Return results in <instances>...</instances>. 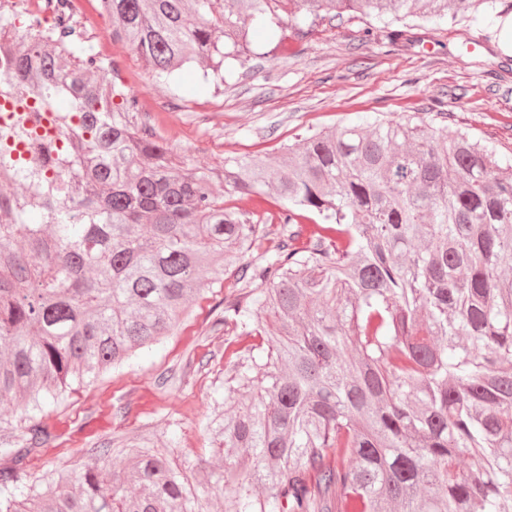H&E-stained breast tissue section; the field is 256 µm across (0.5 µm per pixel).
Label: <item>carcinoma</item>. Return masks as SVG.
<instances>
[{"label": "carcinoma", "mask_w": 512, "mask_h": 512, "mask_svg": "<svg viewBox=\"0 0 512 512\" xmlns=\"http://www.w3.org/2000/svg\"><path fill=\"white\" fill-rule=\"evenodd\" d=\"M155 77L230 82L327 16L435 25L512 0H97ZM33 35L0 16L14 64L0 91L35 101L0 128V403L118 364L169 335L230 269L224 391L205 431L224 454L227 512H512V177L493 147L376 118L315 130L276 155L209 171L175 161L87 30ZM40 112L54 133L39 135ZM23 143L37 158L12 156ZM265 196L243 210L234 201ZM274 319L277 334L267 330ZM462 458L477 464L457 468ZM0 512H194L166 455H126Z\"/></svg>", "instance_id": "carcinoma-1"}]
</instances>
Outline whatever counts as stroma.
I'll list each match as a JSON object with an SVG mask.
<instances>
[{"label":"stroma","mask_w":512,"mask_h":512,"mask_svg":"<svg viewBox=\"0 0 512 512\" xmlns=\"http://www.w3.org/2000/svg\"><path fill=\"white\" fill-rule=\"evenodd\" d=\"M374 25L353 14L324 20L292 52L254 57L237 82L207 92L198 89L197 68L173 87L156 81L109 32L93 41L108 42L140 100L141 120L201 168L223 172L225 159L276 152L312 127L414 115L490 143L503 173H512V57L501 54L512 31L487 19L422 27L412 20L406 40L391 45ZM226 290H204L172 336L65 392L44 412L29 418L0 405V443L28 451L19 464L0 454V478L40 491L59 474L112 462L119 451L164 448L204 512H224L222 501L203 492L209 475L224 468L203 426L235 408L224 396V329L216 324Z\"/></svg>","instance_id":"stroma-1"}]
</instances>
